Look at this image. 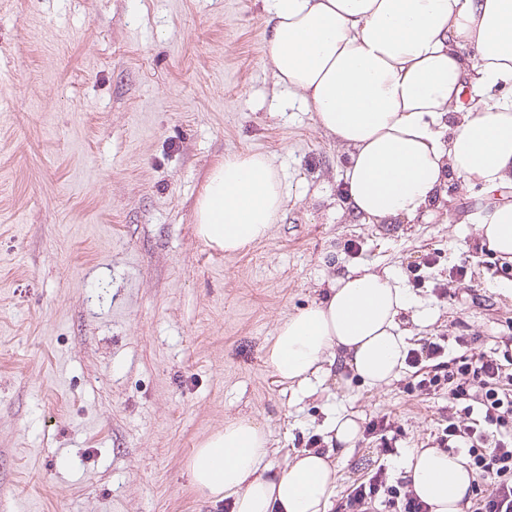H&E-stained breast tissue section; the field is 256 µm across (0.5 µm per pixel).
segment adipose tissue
<instances>
[{"label":"adipose tissue","instance_id":"ef3b65f1","mask_svg":"<svg viewBox=\"0 0 512 512\" xmlns=\"http://www.w3.org/2000/svg\"><path fill=\"white\" fill-rule=\"evenodd\" d=\"M268 55L276 84L292 90L344 148L345 204L366 222L407 224L439 209L456 179L488 203L470 216L487 251L512 261V0H267ZM476 96H467L468 86ZM266 155L226 158L196 201V232L224 254L267 239L285 203ZM416 305L390 271L353 266L320 300L282 320L267 350L280 382L389 384L403 366ZM354 415L337 414L323 445L281 469L271 441L248 419L226 423L187 463L201 500L231 512H327L332 456L353 448ZM405 476L433 512H463L475 475L465 457L417 448Z\"/></svg>","mask_w":512,"mask_h":512}]
</instances>
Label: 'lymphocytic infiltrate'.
<instances>
[{
	"label": "lymphocytic infiltrate",
	"instance_id": "1",
	"mask_svg": "<svg viewBox=\"0 0 512 512\" xmlns=\"http://www.w3.org/2000/svg\"><path fill=\"white\" fill-rule=\"evenodd\" d=\"M406 364L409 391L448 394L433 443L468 457L475 512H512V336L498 357L486 360L448 355L444 341L428 339L408 351ZM381 502L393 512H430L408 482L387 483L379 471L342 498L336 512H376Z\"/></svg>",
	"mask_w": 512,
	"mask_h": 512
}]
</instances>
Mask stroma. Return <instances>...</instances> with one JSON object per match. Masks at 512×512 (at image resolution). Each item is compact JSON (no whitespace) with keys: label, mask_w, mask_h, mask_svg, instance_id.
<instances>
[{"label":"stroma","mask_w":512,"mask_h":512,"mask_svg":"<svg viewBox=\"0 0 512 512\" xmlns=\"http://www.w3.org/2000/svg\"><path fill=\"white\" fill-rule=\"evenodd\" d=\"M265 0H0V512H230L186 469L225 422L266 428L283 467L326 419L387 416L336 457L337 505L376 469L402 479L446 393L324 384L297 395L266 362L280 320L363 264L396 272L427 324L410 345L512 336V271L455 217L371 224L342 202L343 148L276 86ZM262 153L283 181L269 239L233 255L196 233L225 157ZM465 275H457L458 266Z\"/></svg>","instance_id":"35a3bbf8"}]
</instances>
